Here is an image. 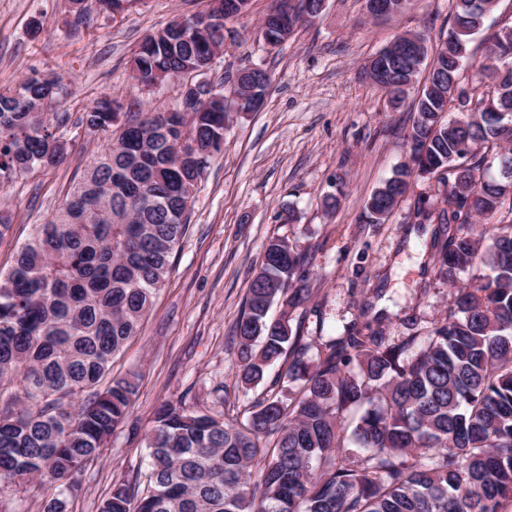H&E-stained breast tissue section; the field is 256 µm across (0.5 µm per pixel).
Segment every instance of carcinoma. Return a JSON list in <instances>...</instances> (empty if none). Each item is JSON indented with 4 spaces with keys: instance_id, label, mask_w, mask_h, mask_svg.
Here are the masks:
<instances>
[{
    "instance_id": "cac0c4a2",
    "label": "carcinoma",
    "mask_w": 512,
    "mask_h": 512,
    "mask_svg": "<svg viewBox=\"0 0 512 512\" xmlns=\"http://www.w3.org/2000/svg\"><path fill=\"white\" fill-rule=\"evenodd\" d=\"M451 0L446 39L389 67L397 37L368 74L392 106L416 102L400 165L365 205L385 222L430 169L437 194L417 195V215L439 224L435 278L455 288L448 313L412 333L382 324L363 334L311 339L292 326L307 312L308 253L286 237L264 246L236 327L243 387L280 364L278 391L245 419L163 402L147 438L144 488L119 478L99 512H502L512 502V30L494 37L481 79L461 85L468 44L486 10ZM170 21L129 77L146 88L206 66L224 44V0ZM55 78L0 90V190L61 162L67 142L47 117ZM106 99L82 120L109 144L58 209L35 227L0 272V496L37 480L43 512H67L91 461L124 425L138 393L133 376H108L170 272L187 229L183 197L204 167L177 146L181 134L214 156L228 113L125 112ZM499 177L489 178L488 156ZM448 208H437L436 195ZM281 304L278 318L268 317ZM256 466L258 480L251 481Z\"/></svg>"
}]
</instances>
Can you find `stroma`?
<instances>
[{
	"instance_id": "stroma-1",
	"label": "stroma",
	"mask_w": 512,
	"mask_h": 512,
	"mask_svg": "<svg viewBox=\"0 0 512 512\" xmlns=\"http://www.w3.org/2000/svg\"><path fill=\"white\" fill-rule=\"evenodd\" d=\"M273 0H251L248 12L224 27V49L207 74L218 85L226 73L250 66L270 76L258 111L234 118L220 152L197 184L188 229L171 271L123 351L113 376H137L139 393L125 426L82 476L68 512H97L120 476L144 466L146 438L163 401L200 405L226 416L242 413L256 393L237 374L233 328L265 244L289 237L313 258L309 336H336L365 328L374 315L405 333L403 314L431 322L443 318L452 290L434 276V231L416 215L418 181L386 223H368L365 204L404 162L411 105L391 109L370 79L372 57L396 36L423 34L436 42L448 28L450 0H413L383 19L366 15L365 0H327L321 16L301 22L279 48L268 50L260 20ZM207 0H131L122 12L77 16L71 0H0V87L27 76L62 78L68 94L57 106L66 159L24 175L0 192V216L10 229L0 238V270H7L30 238L104 149L100 134L81 125L93 102L110 97L145 112L180 107L181 82L154 90L132 81L128 62L149 34L175 17L194 15ZM512 29V0H497L472 44L467 75H474L495 34ZM343 183L336 209L322 197Z\"/></svg>"
}]
</instances>
